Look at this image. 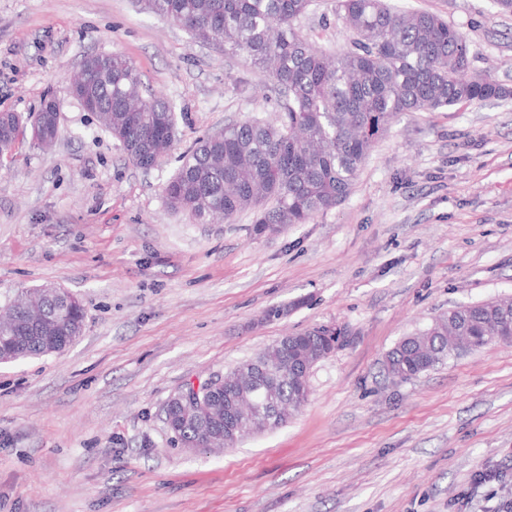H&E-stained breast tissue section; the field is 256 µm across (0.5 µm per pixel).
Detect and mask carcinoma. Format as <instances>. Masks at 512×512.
I'll return each instance as SVG.
<instances>
[{"mask_svg": "<svg viewBox=\"0 0 512 512\" xmlns=\"http://www.w3.org/2000/svg\"><path fill=\"white\" fill-rule=\"evenodd\" d=\"M311 5L312 0H143L147 12L180 25L194 41L244 57L284 98L273 123L247 119L199 139L164 189L171 210L211 224L254 209L257 236L306 224L348 196L375 139L398 114L506 95L491 76L469 74L466 37L435 14L402 11L387 0H338L351 40L333 54L314 48L296 27ZM83 77L88 93L108 108L95 113L97 123L136 166L155 167L176 138L172 104L156 93L144 95L140 72L118 54L89 59ZM39 112L49 139H55L59 115L53 102L43 100ZM24 129L20 114L1 113L0 153L11 148L7 135ZM59 306V298L46 297L48 320L19 358L46 356L55 341L82 332L84 308L57 320ZM452 336L466 337L473 351L495 341L511 343L512 300L456 306L438 315L389 352V376L409 380L445 363L455 356ZM325 348L326 338L316 329L292 337L283 358L279 344L266 347L228 373L239 382L251 380L253 403L236 407V394L226 388L203 398L195 421L168 407L170 429L205 443L224 437L226 419L239 440L278 428L308 400V383L295 367Z\"/></svg>", "mask_w": 512, "mask_h": 512, "instance_id": "1", "label": "carcinoma"}]
</instances>
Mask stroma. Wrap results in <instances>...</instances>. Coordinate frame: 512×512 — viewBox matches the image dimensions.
Instances as JSON below:
<instances>
[{
  "label": "stroma",
  "mask_w": 512,
  "mask_h": 512,
  "mask_svg": "<svg viewBox=\"0 0 512 512\" xmlns=\"http://www.w3.org/2000/svg\"><path fill=\"white\" fill-rule=\"evenodd\" d=\"M467 38L506 97L404 112L347 199L306 224H197L163 189L199 138L279 112L244 58L200 45L136 0H0V112L59 109L51 150L0 165V310L55 286L87 316L64 352L0 365V512H500L512 502V344L408 381L401 338L448 308L512 296V13L492 0H390ZM346 48L336 0L297 23ZM118 53L174 105L157 166L128 160L70 92L84 57ZM273 307L282 317L265 320ZM316 326L348 342L309 374L307 404L217 454L173 445L165 408ZM499 479L477 481L478 472Z\"/></svg>",
  "instance_id": "35a3bbf8"
}]
</instances>
